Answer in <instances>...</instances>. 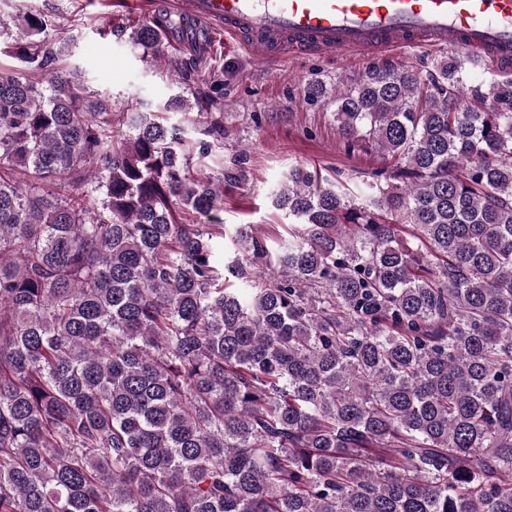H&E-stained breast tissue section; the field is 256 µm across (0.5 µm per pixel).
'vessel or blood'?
<instances>
[{"label": "vessel or blood", "instance_id": "obj_1", "mask_svg": "<svg viewBox=\"0 0 512 512\" xmlns=\"http://www.w3.org/2000/svg\"><path fill=\"white\" fill-rule=\"evenodd\" d=\"M258 60L445 46L512 70V0H178Z\"/></svg>", "mask_w": 512, "mask_h": 512}]
</instances>
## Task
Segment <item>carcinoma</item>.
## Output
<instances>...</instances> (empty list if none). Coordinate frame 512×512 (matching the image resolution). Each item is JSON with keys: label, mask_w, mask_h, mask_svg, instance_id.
<instances>
[{"label": "carcinoma", "mask_w": 512, "mask_h": 512, "mask_svg": "<svg viewBox=\"0 0 512 512\" xmlns=\"http://www.w3.org/2000/svg\"><path fill=\"white\" fill-rule=\"evenodd\" d=\"M46 29L0 47V512H512V78L336 87L346 153L387 161L369 200L294 167L288 240L240 229L220 268L185 214L244 157L191 175Z\"/></svg>", "instance_id": "carcinoma-1"}]
</instances>
